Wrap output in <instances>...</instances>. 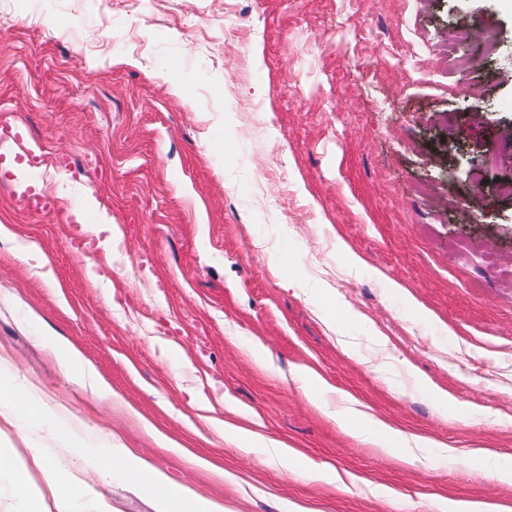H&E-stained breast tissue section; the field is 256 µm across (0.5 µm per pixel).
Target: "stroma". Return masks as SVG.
I'll return each mask as SVG.
<instances>
[{"label":"stroma","instance_id":"35a3bbf8","mask_svg":"<svg viewBox=\"0 0 512 512\" xmlns=\"http://www.w3.org/2000/svg\"><path fill=\"white\" fill-rule=\"evenodd\" d=\"M88 8L112 24L81 56L59 0L0 21V363L224 512L512 510L467 464L512 467V0ZM23 173L55 208L13 197ZM347 400L430 447L354 436Z\"/></svg>","mask_w":512,"mask_h":512}]
</instances>
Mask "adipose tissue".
<instances>
[{"label": "adipose tissue", "mask_w": 512, "mask_h": 512, "mask_svg": "<svg viewBox=\"0 0 512 512\" xmlns=\"http://www.w3.org/2000/svg\"><path fill=\"white\" fill-rule=\"evenodd\" d=\"M0 417L15 419L30 433L48 432L57 440L72 443L74 460L47 458L39 443L29 448V465L13 466L0 454V472L9 471L13 491L0 497V512H46V499H53L57 512H110L100 493L103 485L135 482L154 503L155 512H224L222 504L172 483L165 474L142 457L118 446L88 441L55 406L43 401L36 388L14 370L0 368ZM43 474L45 492L31 493L27 483L29 466ZM84 477H76L75 467Z\"/></svg>", "instance_id": "adipose-tissue-1"}]
</instances>
